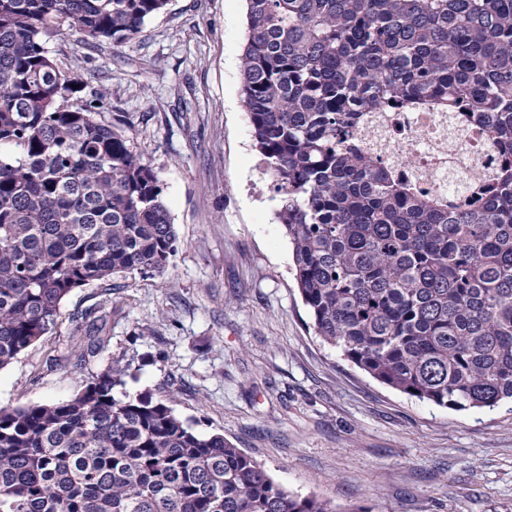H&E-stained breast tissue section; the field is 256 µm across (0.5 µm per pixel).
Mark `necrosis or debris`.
Segmentation results:
<instances>
[{
  "instance_id": "necrosis-or-debris-1",
  "label": "necrosis or debris",
  "mask_w": 512,
  "mask_h": 512,
  "mask_svg": "<svg viewBox=\"0 0 512 512\" xmlns=\"http://www.w3.org/2000/svg\"><path fill=\"white\" fill-rule=\"evenodd\" d=\"M355 137L417 192L453 205H466L504 163L485 124L467 112H378L368 115Z\"/></svg>"
}]
</instances>
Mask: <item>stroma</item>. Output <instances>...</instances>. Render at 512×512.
I'll use <instances>...</instances> for the list:
<instances>
[{
	"label": "stroma",
	"instance_id": "stroma-1",
	"mask_svg": "<svg viewBox=\"0 0 512 512\" xmlns=\"http://www.w3.org/2000/svg\"><path fill=\"white\" fill-rule=\"evenodd\" d=\"M245 0H169L118 46L60 26L47 44L103 93V123L156 172L176 232L161 275L72 291L0 369V406L74 397L112 365L124 392L224 434L287 491L338 512H512V404L455 411L389 388L314 335L292 247L241 105ZM103 348L86 354L89 310Z\"/></svg>",
	"mask_w": 512,
	"mask_h": 512
}]
</instances>
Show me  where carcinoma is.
I'll use <instances>...</instances> for the list:
<instances>
[{"mask_svg": "<svg viewBox=\"0 0 512 512\" xmlns=\"http://www.w3.org/2000/svg\"><path fill=\"white\" fill-rule=\"evenodd\" d=\"M168 0H0V369L74 289L162 275L176 234L160 180L97 120L102 95L45 44L134 37ZM241 101L294 280L321 341L383 385L456 411L512 401V164L442 208L353 142L368 112H473L512 157V0H246ZM96 376L0 406V512H336L292 494L164 400Z\"/></svg>", "mask_w": 512, "mask_h": 512, "instance_id": "carcinoma-1", "label": "carcinoma"}]
</instances>
